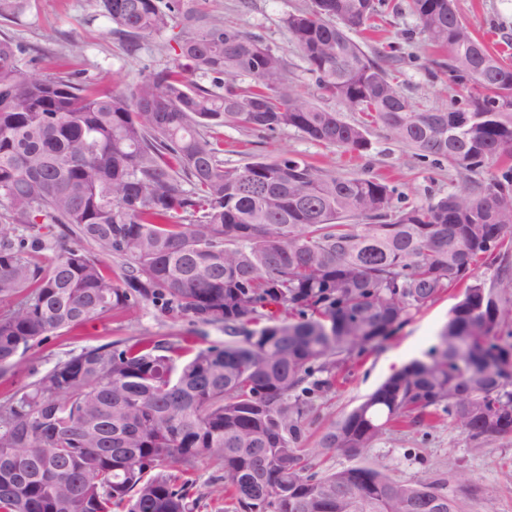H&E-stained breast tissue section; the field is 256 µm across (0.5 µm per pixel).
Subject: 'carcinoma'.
<instances>
[{
  "mask_svg": "<svg viewBox=\"0 0 512 512\" xmlns=\"http://www.w3.org/2000/svg\"><path fill=\"white\" fill-rule=\"evenodd\" d=\"M197 2L96 0L134 51L179 29L172 65L123 92L36 77L27 49L0 38V301L12 303L0 310V377L47 336L145 301L233 337L185 360L167 340L84 348L5 397L0 512H194V481L169 470L199 460L219 467L236 512H420L425 499L461 512L477 489L398 480L381 464L320 472L302 444L352 353L375 350L480 259L501 263L495 278L466 286L427 358L318 445L351 455L440 412L478 452L512 434L501 370L512 360V54L477 36L454 0H407L447 53L448 83L467 92L423 109L390 73L400 47L370 56L349 36L377 32L390 0H313L286 27L320 96L365 116L350 123L300 97L278 50ZM379 122L428 166L477 177L474 190L402 206L394 185L295 156L227 168L218 132L293 128L360 153ZM53 225L95 252L66 246L38 266ZM112 256L129 264L121 285L103 264Z\"/></svg>",
  "mask_w": 512,
  "mask_h": 512,
  "instance_id": "carcinoma-1",
  "label": "carcinoma"
}]
</instances>
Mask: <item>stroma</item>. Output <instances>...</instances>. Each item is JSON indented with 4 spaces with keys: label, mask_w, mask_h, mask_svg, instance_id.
Here are the masks:
<instances>
[{
    "label": "stroma",
    "mask_w": 512,
    "mask_h": 512,
    "mask_svg": "<svg viewBox=\"0 0 512 512\" xmlns=\"http://www.w3.org/2000/svg\"><path fill=\"white\" fill-rule=\"evenodd\" d=\"M311 0H201L200 9L259 35L280 51L293 71L295 83L305 97H313L302 70L303 63L285 25L289 14L307 9ZM461 15L490 46L512 44V0H457ZM0 35L9 36L28 49L27 69L37 76L59 71L96 88L124 89L141 74L169 65L173 54L169 34L140 40L138 51L113 35L108 21L96 12L94 0H26L14 19H0ZM366 53L393 43L407 60L399 67L398 81L412 102L423 108H447L455 92L448 77L435 70L436 54L428 46L407 11L384 17L382 31L375 37L354 32ZM79 53H71L72 45ZM224 164L240 167L256 157L273 159L283 154L307 160L342 177L377 178L397 184L412 203L448 192L468 194L470 176L448 167L430 169L413 150L397 143L385 126L369 124L366 136L370 148L363 154L310 139L294 129L276 133L224 127ZM463 292L462 286L445 291L434 302L411 314L408 322L376 350L353 357L334 391L318 400V408L306 432V446L323 470L380 463L391 476L431 481L445 478L449 488L473 484L480 495L464 500L463 512H512V482L505 477L512 470V436L492 447L474 452L466 434L448 419L430 427H417L401 434L382 437L374 447L353 456L325 453L318 448L319 433L338 421L374 391L389 375L409 362L425 358L437 343L450 309ZM193 337L197 347L224 342L223 328L199 326L191 314L150 302L113 312L83 326L49 336L24 356V370L14 378H0V398L48 372L56 363L87 347L110 342L132 343L139 339H167L173 342Z\"/></svg>",
    "instance_id": "35a3bbf8"
}]
</instances>
